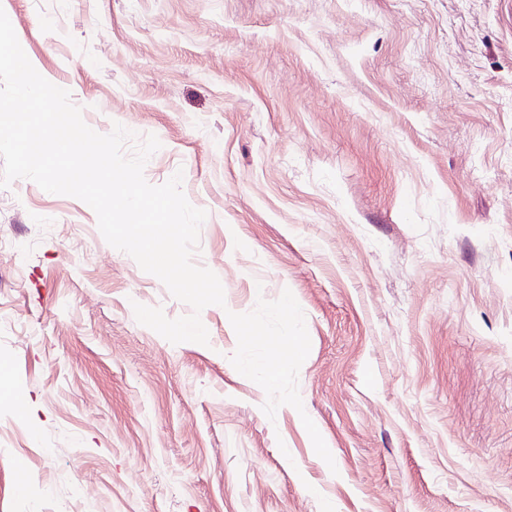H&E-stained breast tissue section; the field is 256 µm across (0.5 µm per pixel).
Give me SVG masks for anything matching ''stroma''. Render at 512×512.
I'll return each instance as SVG.
<instances>
[{
	"mask_svg": "<svg viewBox=\"0 0 512 512\" xmlns=\"http://www.w3.org/2000/svg\"><path fill=\"white\" fill-rule=\"evenodd\" d=\"M0 8L87 125L158 138L225 293L172 344L132 305L190 306L86 203L0 187V512H512V0ZM286 289L311 349L271 420L228 315Z\"/></svg>",
	"mask_w": 512,
	"mask_h": 512,
	"instance_id": "stroma-1",
	"label": "stroma"
}]
</instances>
